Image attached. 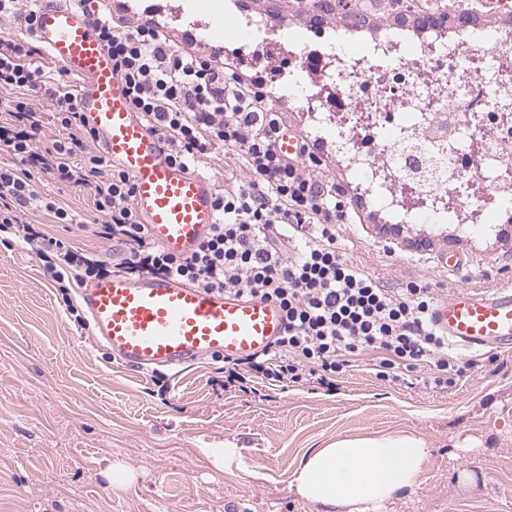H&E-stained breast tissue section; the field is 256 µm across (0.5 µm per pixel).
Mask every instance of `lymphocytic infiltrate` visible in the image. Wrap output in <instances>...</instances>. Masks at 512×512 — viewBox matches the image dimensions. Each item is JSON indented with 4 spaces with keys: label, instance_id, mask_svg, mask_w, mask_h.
I'll return each mask as SVG.
<instances>
[{
    "label": "lymphocytic infiltrate",
    "instance_id": "obj_1",
    "mask_svg": "<svg viewBox=\"0 0 512 512\" xmlns=\"http://www.w3.org/2000/svg\"><path fill=\"white\" fill-rule=\"evenodd\" d=\"M95 15L133 106L165 141L170 158L196 169L221 147L236 156L242 175L218 190V222L198 252L166 253L136 219L130 177L92 151L95 137L80 122L73 85L37 64L28 40L1 36L0 89L22 96L13 110L0 111V152L14 159L0 165V232L10 229L22 239L43 276L64 291L69 282L107 276L114 266L47 241L23 220L34 209L83 235L123 244L116 267L127 275L174 276L207 291L278 302L284 335L268 353L225 359L226 390L247 394L291 383L331 390L365 354L375 378L390 384L405 383L412 373L437 390L462 382L475 362L452 354L447 337L434 329V289L418 281L388 287L339 251L337 228L349 221L351 202L322 178L307 141L292 156L276 150L284 124L262 82L225 75L223 66L178 48L154 23L127 27L105 4ZM35 89L44 91L47 107L27 98ZM48 124L54 138L37 145ZM36 173L47 183L86 190L103 222L88 223L38 192Z\"/></svg>",
    "mask_w": 512,
    "mask_h": 512
}]
</instances>
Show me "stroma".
<instances>
[{
	"mask_svg": "<svg viewBox=\"0 0 512 512\" xmlns=\"http://www.w3.org/2000/svg\"><path fill=\"white\" fill-rule=\"evenodd\" d=\"M232 17L258 14L277 28L310 29L303 0H223ZM406 24L466 12L499 24L484 0H403ZM128 26L150 20L180 47L227 65L243 80H268L266 57L232 39L204 36L210 17L193 0H112ZM288 129L316 139L321 172L351 200L355 215L338 228L349 260L390 284L419 281L439 296L512 284V223L489 235L458 224H394L359 191L330 135L314 131L299 100L284 105ZM28 223L68 238L85 254L110 261L111 241L64 230L43 211ZM47 281L38 259L0 244V512H319L293 491L301 457L339 436L408 433L429 449L414 490L376 512H512V351L484 354L449 391L394 386L357 368L336 390L289 386L268 396L225 391L224 361L208 356L179 375L125 367L66 309L79 304ZM236 448L224 463L215 451ZM135 475L114 489L108 463Z\"/></svg>",
	"mask_w": 512,
	"mask_h": 512,
	"instance_id": "stroma-1",
	"label": "stroma"
}]
</instances>
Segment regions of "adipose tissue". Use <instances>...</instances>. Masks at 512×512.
I'll list each match as a JSON object with an SVG mask.
<instances>
[{"mask_svg":"<svg viewBox=\"0 0 512 512\" xmlns=\"http://www.w3.org/2000/svg\"><path fill=\"white\" fill-rule=\"evenodd\" d=\"M428 457L426 442L412 435L339 437L302 457L292 486L323 512L377 507L413 489Z\"/></svg>","mask_w":512,"mask_h":512,"instance_id":"1","label":"adipose tissue"}]
</instances>
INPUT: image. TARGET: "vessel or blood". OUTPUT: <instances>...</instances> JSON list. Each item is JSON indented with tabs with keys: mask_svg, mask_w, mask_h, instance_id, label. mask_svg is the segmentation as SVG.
<instances>
[{
	"mask_svg": "<svg viewBox=\"0 0 512 512\" xmlns=\"http://www.w3.org/2000/svg\"><path fill=\"white\" fill-rule=\"evenodd\" d=\"M31 36L77 79L76 105L107 161L132 181V205L149 238L177 257L194 254L217 222L216 185L167 156L129 99L97 36L93 14L69 0H43ZM91 336L125 366L180 370L209 354L244 358L270 351L284 332L279 305L206 291L176 278L121 273L81 286ZM435 326L470 351H512V285L441 298Z\"/></svg>",
	"mask_w": 512,
	"mask_h": 512,
	"instance_id": "vessel-or-blood-1",
	"label": "vessel or blood"
}]
</instances>
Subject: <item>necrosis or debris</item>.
<instances>
[{
  "label": "necrosis or debris",
  "mask_w": 512,
  "mask_h": 512,
  "mask_svg": "<svg viewBox=\"0 0 512 512\" xmlns=\"http://www.w3.org/2000/svg\"><path fill=\"white\" fill-rule=\"evenodd\" d=\"M335 30L317 52L323 78L343 111L369 115L364 125L319 129L336 133L358 184L392 223L478 224L492 229L512 213V29L479 25L433 28L427 40L390 27L353 52ZM434 196L462 189L455 209H409L408 184Z\"/></svg>",
  "instance_id": "4bbe7bcc"
}]
</instances>
